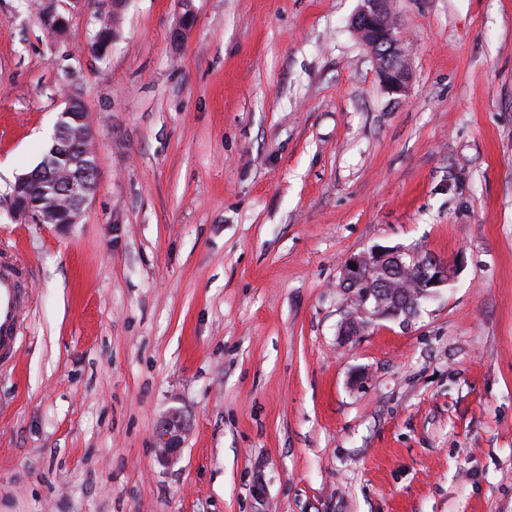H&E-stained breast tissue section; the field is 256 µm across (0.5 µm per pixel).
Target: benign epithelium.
<instances>
[{"label": "benign epithelium", "instance_id": "benign-epithelium-1", "mask_svg": "<svg viewBox=\"0 0 512 512\" xmlns=\"http://www.w3.org/2000/svg\"><path fill=\"white\" fill-rule=\"evenodd\" d=\"M41 18L45 26L55 34H67V22L55 9L46 7ZM352 26L377 63L380 83L391 96L401 97L408 93L411 83L409 54L404 49V38L389 12L387 0H365V6L353 17ZM96 132L78 92L65 98V106L59 113L52 137L51 153L70 143L82 145L84 153L73 160V165L53 169L43 160L32 171L17 178L13 192L9 194V212L14 219L41 221L43 216L60 218L59 226L78 223L83 208L97 186L95 162ZM54 180L56 195L42 200V213L25 205L21 191L33 180ZM63 195L66 200H58ZM406 250L399 247H383L349 258L341 268V287L353 294L354 311L341 323L342 335L350 338L360 334L365 318L387 317L404 312L411 318L416 307L400 303L397 295L386 291L390 279L397 270L396 263ZM412 263L419 269L417 284L430 297L448 283V266L430 255L411 254ZM187 423L177 410L171 411L160 423L155 436L156 458L161 463L171 461L180 452Z\"/></svg>", "mask_w": 512, "mask_h": 512}]
</instances>
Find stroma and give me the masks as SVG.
Instances as JSON below:
<instances>
[{"label": "stroma", "instance_id": "35a3bbf8", "mask_svg": "<svg viewBox=\"0 0 512 512\" xmlns=\"http://www.w3.org/2000/svg\"><path fill=\"white\" fill-rule=\"evenodd\" d=\"M361 5L122 0L97 55L112 0H0V256L31 291L0 512H512V0H390L400 99ZM71 90L97 187L68 228L15 221ZM379 247L448 283L342 340L341 268ZM352 26L377 63L380 83L391 96H405L410 88L409 54L386 0H365ZM396 97V98H397ZM187 423L178 410L171 411L160 423L155 436V453L160 463L171 461L180 452Z\"/></svg>", "mask_w": 512, "mask_h": 512}]
</instances>
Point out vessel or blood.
Returning a JSON list of instances; mask_svg holds the SVG:
<instances>
[{"instance_id":"vessel-or-blood-1","label":"vessel or blood","mask_w":512,"mask_h":512,"mask_svg":"<svg viewBox=\"0 0 512 512\" xmlns=\"http://www.w3.org/2000/svg\"><path fill=\"white\" fill-rule=\"evenodd\" d=\"M28 301L26 272L9 258L0 259V363L9 364L17 353L24 308Z\"/></svg>"}]
</instances>
